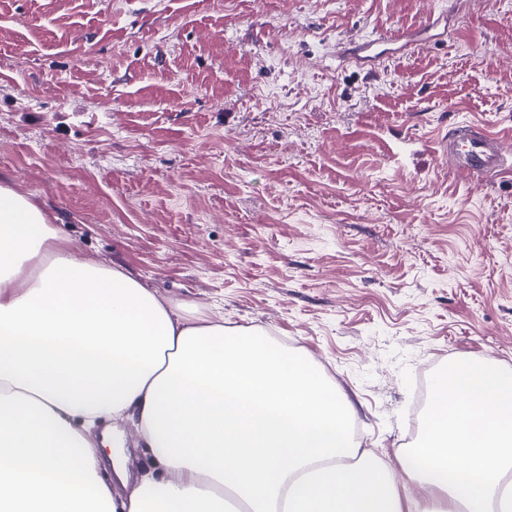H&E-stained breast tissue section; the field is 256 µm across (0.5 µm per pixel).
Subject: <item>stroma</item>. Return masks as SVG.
<instances>
[{"mask_svg":"<svg viewBox=\"0 0 512 512\" xmlns=\"http://www.w3.org/2000/svg\"><path fill=\"white\" fill-rule=\"evenodd\" d=\"M465 119L512 137V0H0V183L82 259L307 357L417 497L420 365L512 366V172L449 170Z\"/></svg>","mask_w":512,"mask_h":512,"instance_id":"stroma-1","label":"stroma"}]
</instances>
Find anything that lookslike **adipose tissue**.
Returning a JSON list of instances; mask_svg holds the SVG:
<instances>
[{
    "label": "adipose tissue",
    "instance_id": "1",
    "mask_svg": "<svg viewBox=\"0 0 512 512\" xmlns=\"http://www.w3.org/2000/svg\"><path fill=\"white\" fill-rule=\"evenodd\" d=\"M53 217L0 185V512H512V370L434 375L402 499L359 455L355 407L248 328L194 324L118 267L86 262ZM132 424L161 474L118 498L97 422Z\"/></svg>",
    "mask_w": 512,
    "mask_h": 512
}]
</instances>
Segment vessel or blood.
I'll return each instance as SVG.
<instances>
[{"label":"vessel or blood","mask_w":512,"mask_h":512,"mask_svg":"<svg viewBox=\"0 0 512 512\" xmlns=\"http://www.w3.org/2000/svg\"><path fill=\"white\" fill-rule=\"evenodd\" d=\"M448 165L473 180L501 174L512 167V143L460 124L448 138Z\"/></svg>","instance_id":"b4317fda"}]
</instances>
